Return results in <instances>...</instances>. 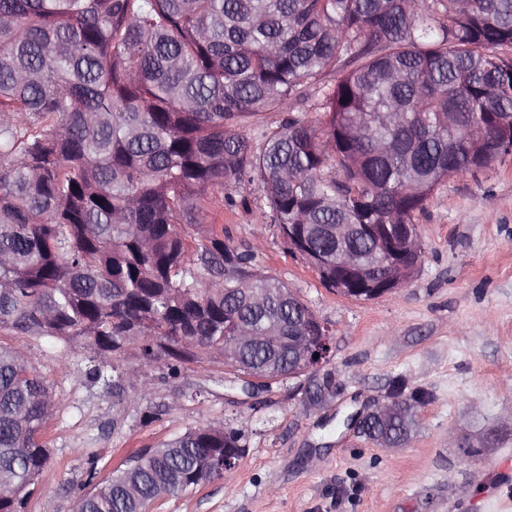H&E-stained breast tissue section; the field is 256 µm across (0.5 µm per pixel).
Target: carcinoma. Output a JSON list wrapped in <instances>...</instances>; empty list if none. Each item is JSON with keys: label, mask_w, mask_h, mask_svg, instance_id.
<instances>
[{"label": "carcinoma", "mask_w": 512, "mask_h": 512, "mask_svg": "<svg viewBox=\"0 0 512 512\" xmlns=\"http://www.w3.org/2000/svg\"><path fill=\"white\" fill-rule=\"evenodd\" d=\"M320 112L317 120L309 110ZM266 112L283 118L250 135ZM512 144V0H0V333L80 341L85 377L118 361L224 357L218 384L271 363L288 337L331 335L252 249L224 243L202 201L266 199L278 236L307 225L336 292V248L376 244L338 224H413L448 177ZM374 427L408 438L412 402ZM55 398L30 354L0 341V512H24L50 461ZM233 432L197 424L145 448L74 512L143 504L224 477Z\"/></svg>", "instance_id": "cac0c4a2"}]
</instances>
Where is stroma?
<instances>
[{
  "label": "stroma",
  "mask_w": 512,
  "mask_h": 512,
  "mask_svg": "<svg viewBox=\"0 0 512 512\" xmlns=\"http://www.w3.org/2000/svg\"><path fill=\"white\" fill-rule=\"evenodd\" d=\"M225 243L259 247L257 267L288 284L333 329L321 403L311 375L247 398L215 383L224 362L145 373L147 400L84 378L89 353L13 337L53 387L51 460L27 512H71L128 455L201 422L237 429L246 448L223 478L157 500L153 512H512V155L449 177L416 224L420 273L396 292L357 300L326 290L291 255L263 195L229 208L206 203ZM427 395L408 441L387 448L339 427L373 408L393 381Z\"/></svg>",
  "instance_id": "35a3bbf8"
}]
</instances>
